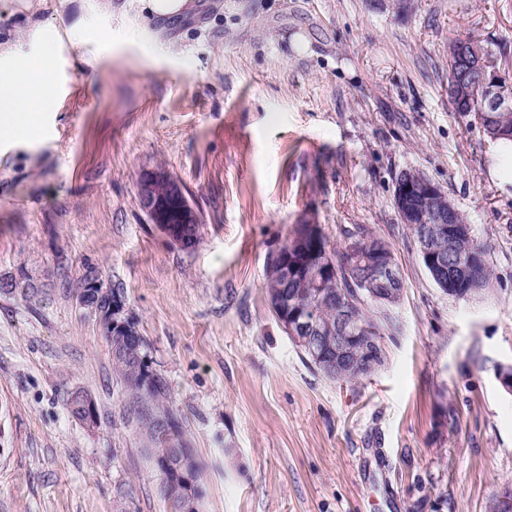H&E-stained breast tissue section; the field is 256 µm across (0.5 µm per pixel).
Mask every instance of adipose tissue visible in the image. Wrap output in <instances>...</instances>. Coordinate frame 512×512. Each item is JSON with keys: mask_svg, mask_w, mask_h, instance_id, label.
Segmentation results:
<instances>
[{"mask_svg": "<svg viewBox=\"0 0 512 512\" xmlns=\"http://www.w3.org/2000/svg\"><path fill=\"white\" fill-rule=\"evenodd\" d=\"M134 34L146 31L149 22L173 19L188 13L192 0H133ZM30 15L28 45L0 42V138L33 137L41 129L40 115L49 111L53 74L63 48L61 32H49L35 20L34 0H23Z\"/></svg>", "mask_w": 512, "mask_h": 512, "instance_id": "obj_1", "label": "adipose tissue"}]
</instances>
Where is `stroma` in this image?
<instances>
[{
	"label": "stroma",
	"mask_w": 512,
	"mask_h": 512,
	"mask_svg": "<svg viewBox=\"0 0 512 512\" xmlns=\"http://www.w3.org/2000/svg\"><path fill=\"white\" fill-rule=\"evenodd\" d=\"M127 0H42L68 38L34 139L0 140V512H166L78 283L121 291L201 467L204 512H490L512 492V158L448 95L471 36L512 77V0H194L132 37ZM97 67H89V59ZM202 215L191 249L147 223L142 170ZM416 169L465 213L492 280L433 282L393 205ZM381 238L401 268L396 333L354 383L308 363L267 300L297 225ZM97 415L72 418L68 395Z\"/></svg>",
	"instance_id": "obj_1"
}]
</instances>
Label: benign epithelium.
<instances>
[{
	"label": "benign epithelium",
	"mask_w": 512,
	"mask_h": 512,
	"mask_svg": "<svg viewBox=\"0 0 512 512\" xmlns=\"http://www.w3.org/2000/svg\"><path fill=\"white\" fill-rule=\"evenodd\" d=\"M449 93L455 106L463 112L479 101L484 112L505 114L512 109V80L503 77L496 65L486 61L476 41L468 38L459 43L455 71L451 73ZM137 200L149 223L156 225L174 244L192 249L202 217L189 201L182 183L167 170H144L137 180ZM393 202L401 223L421 232L419 254L431 279L442 292L469 299V289L479 287L471 278L472 269L485 262L484 249L474 248L467 258L448 259V243L472 236L469 224L457 221L456 209L437 184L415 170L402 171L396 181ZM353 240L344 265H358L366 277L358 284L367 299L397 304L401 300L399 265L388 247H374L361 254V243ZM279 259L282 281L304 278L313 281L311 305L298 306L291 295L280 292L275 298L280 308L279 323L295 343L310 350L317 362L332 373H339L359 363L365 344L351 340L363 335L360 306L352 294L343 289L327 288L336 279L334 261L323 259L319 246L299 225L290 240L275 254ZM104 287L98 276L89 272L85 288L78 299L80 307L95 314L107 336L140 335L139 329L124 319V309L101 302ZM330 304L336 308V323L322 324L314 308ZM171 471L165 482L170 496L183 500L187 512L196 509L193 493V453L188 448H168L161 454Z\"/></svg>",
	"instance_id": "7a95c632"
}]
</instances>
